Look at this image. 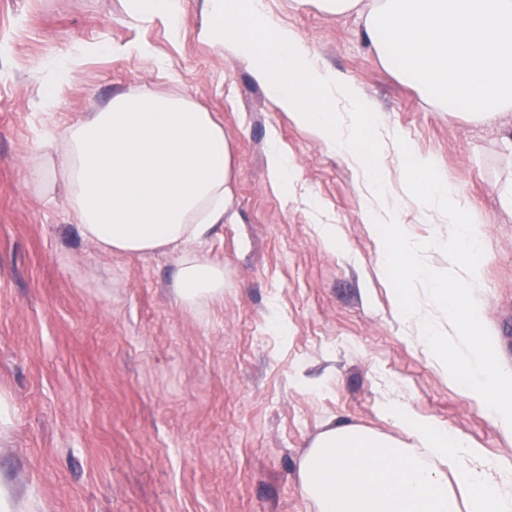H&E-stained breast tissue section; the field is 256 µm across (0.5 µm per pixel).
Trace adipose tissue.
<instances>
[{
    "instance_id": "adipose-tissue-1",
    "label": "adipose tissue",
    "mask_w": 512,
    "mask_h": 512,
    "mask_svg": "<svg viewBox=\"0 0 512 512\" xmlns=\"http://www.w3.org/2000/svg\"><path fill=\"white\" fill-rule=\"evenodd\" d=\"M185 0H126L129 18L184 33ZM356 13L381 61L433 96L505 128L512 148V0H318ZM50 162L86 239L103 252H175L176 303L195 311L224 299V266L198 247L232 203L233 159L223 127L190 98L150 89L115 93L100 111L56 131ZM398 431L351 425L321 431L299 461L313 512H512V469L403 405Z\"/></svg>"
}]
</instances>
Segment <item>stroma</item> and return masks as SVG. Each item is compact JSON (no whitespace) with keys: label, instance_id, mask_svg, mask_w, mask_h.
<instances>
[{"label":"stroma","instance_id":"35a3bbf8","mask_svg":"<svg viewBox=\"0 0 512 512\" xmlns=\"http://www.w3.org/2000/svg\"><path fill=\"white\" fill-rule=\"evenodd\" d=\"M323 66L350 77L393 136L439 160L483 247V319L496 352L512 328V211L499 190L512 152L497 125L437 111L386 67L355 15L315 0H265ZM185 35L136 24L124 0H0V492L12 512H312L297 462L331 423L396 435L388 400L444 424L512 467L479 402L463 395L396 316L393 287L343 158L278 111L245 63L198 37L202 0H185ZM148 43L153 55L117 53ZM98 44L53 111L39 107L46 60ZM167 64L160 77L156 60ZM178 90L216 113L234 158L233 219L201 251L224 266V301L189 312L172 291L176 257L108 255L84 239L45 158L49 134L119 91ZM278 138L297 170L270 186ZM388 201L411 240L442 236L411 198L403 157H383ZM332 224L340 240L318 234Z\"/></svg>","mask_w":512,"mask_h":512}]
</instances>
